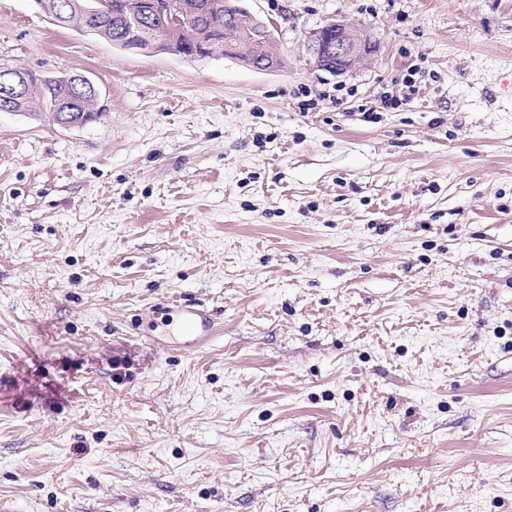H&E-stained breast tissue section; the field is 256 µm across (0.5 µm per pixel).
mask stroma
Here are the masks:
<instances>
[{"instance_id":"1","label":"stroma","mask_w":512,"mask_h":512,"mask_svg":"<svg viewBox=\"0 0 512 512\" xmlns=\"http://www.w3.org/2000/svg\"><path fill=\"white\" fill-rule=\"evenodd\" d=\"M246 6L280 70L0 0L103 105L0 112V512H512V0ZM370 35L348 23H329L308 36L305 52L318 70L341 76L352 71L369 54Z\"/></svg>"}]
</instances>
